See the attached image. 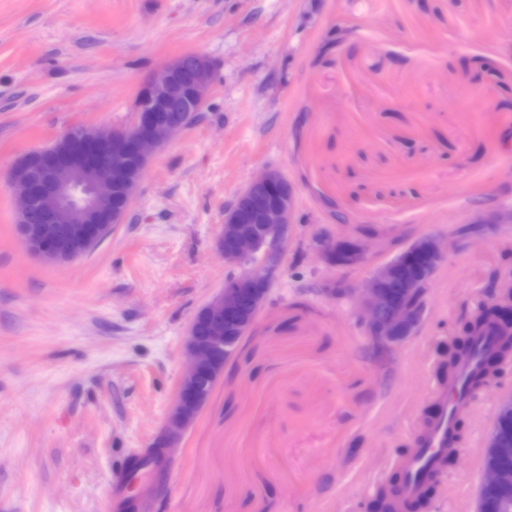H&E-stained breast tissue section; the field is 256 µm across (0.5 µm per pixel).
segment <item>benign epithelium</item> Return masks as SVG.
<instances>
[{
    "label": "benign epithelium",
    "mask_w": 512,
    "mask_h": 512,
    "mask_svg": "<svg viewBox=\"0 0 512 512\" xmlns=\"http://www.w3.org/2000/svg\"><path fill=\"white\" fill-rule=\"evenodd\" d=\"M215 81V68L205 55H179L144 77L128 125L74 127L42 149L40 158L30 152L20 156L7 183L19 201L17 223L28 251L48 263H65L104 240L112 225L123 223L128 208L112 209V197L132 203L153 155L199 116ZM33 209L39 211L37 224L28 223ZM295 228V189L274 168L260 171L224 209L216 248L231 272L224 289L199 310L210 325V335H199L195 319L188 328L184 340L188 365L157 436L164 454L178 447L206 405L201 376L207 371L224 372L219 360L224 336L238 328L244 305L255 306L258 314L267 304L279 272L288 263ZM308 247L329 268L348 270L370 263L363 238L349 240L320 228L309 235ZM447 250L448 243L434 237L417 239L402 249L409 260L422 256L428 261L425 277L406 287L402 302L392 300L383 287L393 280L389 260L375 265L357 287L333 285L327 292L333 297L352 296L366 336L384 352L394 346L397 335L413 333L421 322L429 285ZM260 251L263 257L257 260ZM510 483L512 454L502 449L497 462L483 466L478 504H495L501 512H512V504L500 498Z\"/></svg>",
    "instance_id": "7a95c632"
}]
</instances>
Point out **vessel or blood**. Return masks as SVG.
<instances>
[{
    "label": "vessel or blood",
    "instance_id": "1",
    "mask_svg": "<svg viewBox=\"0 0 512 512\" xmlns=\"http://www.w3.org/2000/svg\"><path fill=\"white\" fill-rule=\"evenodd\" d=\"M474 353L461 360L449 379L428 389L427 399L442 406L441 413L425 419L414 437L413 450L397 458L393 466L401 474V482L392 501L394 512H405L410 503L419 500L428 482L445 476L443 461L448 453L460 450L462 437L456 424L461 409L473 406L480 393L473 382L482 372V359L486 353L497 350L501 339L489 333L475 340Z\"/></svg>",
    "mask_w": 512,
    "mask_h": 512
}]
</instances>
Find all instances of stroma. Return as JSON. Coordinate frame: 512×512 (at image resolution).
<instances>
[{"mask_svg":"<svg viewBox=\"0 0 512 512\" xmlns=\"http://www.w3.org/2000/svg\"><path fill=\"white\" fill-rule=\"evenodd\" d=\"M215 65L195 125L157 153L123 224L82 257L21 243L0 179V512H107L153 443L196 313L224 287V210L262 169L296 189L288 266L138 512H384L379 479L499 283L512 224V0H0V176L77 126L131 122L151 70ZM371 229L374 259L449 240L417 329L376 356L350 299L368 267L309 254L316 228ZM512 369L459 424L467 446L420 512H474Z\"/></svg>","mask_w":512,"mask_h":512,"instance_id":"35a3bbf8","label":"stroma"}]
</instances>
